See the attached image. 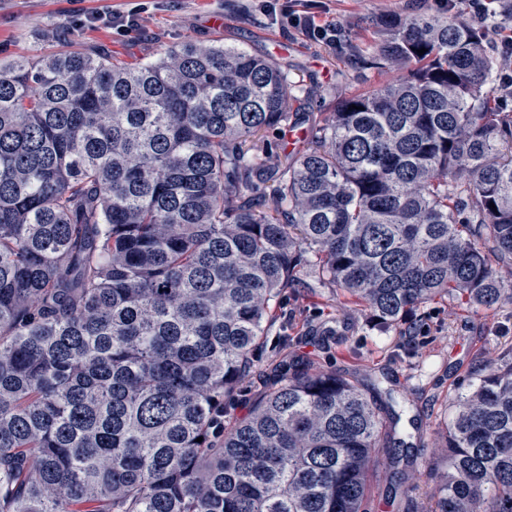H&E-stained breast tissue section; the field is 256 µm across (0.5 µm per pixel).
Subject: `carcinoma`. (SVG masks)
<instances>
[{
	"label": "carcinoma",
	"mask_w": 512,
	"mask_h": 512,
	"mask_svg": "<svg viewBox=\"0 0 512 512\" xmlns=\"http://www.w3.org/2000/svg\"><path fill=\"white\" fill-rule=\"evenodd\" d=\"M378 56L402 75L340 97L287 170L258 135L300 124L294 85L263 54L0 64V512H365L387 418L356 382L295 355L228 427L224 397L303 268L388 327L512 301L486 29L394 14ZM444 441L429 512H512V362Z\"/></svg>",
	"instance_id": "1"
}]
</instances>
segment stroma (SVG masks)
<instances>
[{
    "instance_id": "35a3bbf8",
    "label": "stroma",
    "mask_w": 512,
    "mask_h": 512,
    "mask_svg": "<svg viewBox=\"0 0 512 512\" xmlns=\"http://www.w3.org/2000/svg\"><path fill=\"white\" fill-rule=\"evenodd\" d=\"M144 4L143 28L121 36L102 24L76 26L78 16L125 12ZM260 0H0V62L35 59L68 47L111 53L134 64L159 57L186 41L221 39L281 64L297 85L303 128L319 123L339 96L393 78L365 67L381 43L380 24L391 14L445 17L437 0H322V18L335 23L340 41L329 46L271 25ZM276 317L253 356V371L224 403V420L244 416L271 384L276 365L307 353L317 367L355 378L395 422L387 448H401L395 467L370 482L369 512H425L435 491L430 475L444 460L443 431L453 400L477 368L512 359V302L484 310L450 298L423 304L409 333L381 327L363 307L302 271L275 302Z\"/></svg>"
}]
</instances>
